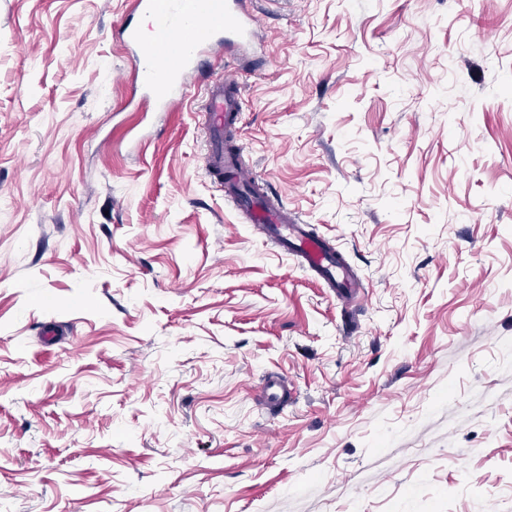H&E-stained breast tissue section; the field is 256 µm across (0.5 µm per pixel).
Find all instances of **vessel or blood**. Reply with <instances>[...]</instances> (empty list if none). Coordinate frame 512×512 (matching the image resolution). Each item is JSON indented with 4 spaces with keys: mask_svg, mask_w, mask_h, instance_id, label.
I'll return each instance as SVG.
<instances>
[{
    "mask_svg": "<svg viewBox=\"0 0 512 512\" xmlns=\"http://www.w3.org/2000/svg\"><path fill=\"white\" fill-rule=\"evenodd\" d=\"M132 10L150 17L154 24L156 35L150 40L131 23L124 26L122 34L140 85L152 105L162 110L188 97V77L215 38H223L225 46L237 49L249 47L253 41L252 19L244 0H133ZM239 92L240 85L230 73L213 80L206 89V171L217 178L231 172L228 188L232 191L257 180L243 160V145L229 140L235 131ZM246 217L262 227L285 253L301 257L338 297L353 298V276L347 266L324 239L311 237L305 225L289 216L281 200L252 204Z\"/></svg>",
    "mask_w": 512,
    "mask_h": 512,
    "instance_id": "vessel-or-blood-1",
    "label": "vessel or blood"
}]
</instances>
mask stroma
Instances as JSON below:
<instances>
[{
    "label": "stroma",
    "mask_w": 512,
    "mask_h": 512,
    "mask_svg": "<svg viewBox=\"0 0 512 512\" xmlns=\"http://www.w3.org/2000/svg\"><path fill=\"white\" fill-rule=\"evenodd\" d=\"M247 5L146 112L132 0H0V512H512V0ZM227 68L352 308L207 176Z\"/></svg>",
    "instance_id": "obj_1"
}]
</instances>
